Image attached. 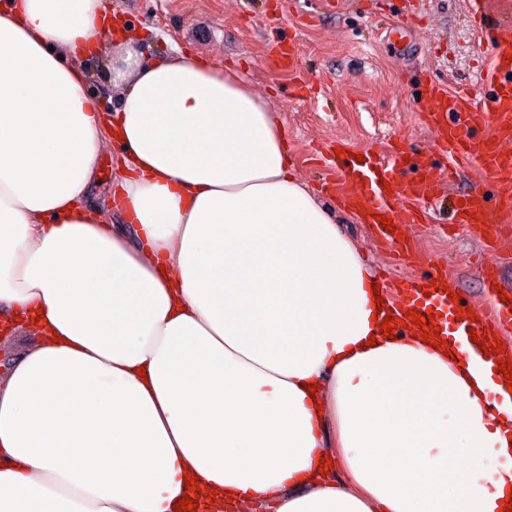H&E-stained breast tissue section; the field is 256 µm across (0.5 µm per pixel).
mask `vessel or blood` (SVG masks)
<instances>
[{"label":"vessel or blood","instance_id":"obj_1","mask_svg":"<svg viewBox=\"0 0 512 512\" xmlns=\"http://www.w3.org/2000/svg\"><path fill=\"white\" fill-rule=\"evenodd\" d=\"M483 84L492 89L484 103H476L467 89L451 88L432 80L423 84L421 116L436 125L440 136L434 154L446 158V165L432 163V154L390 147L362 149L361 159L332 156L327 164L332 179L327 188L345 205L362 216L364 223L376 217L390 219L392 230H378V237L396 256L414 258L426 270L419 277L387 284L394 296L392 318H406L408 311H437L443 336L469 341L471 335H487L489 341H506L503 355L475 351L477 366H489L493 379L504 382L499 364L512 362V290L500 293L498 278L486 271L482 285L489 298L478 321L458 319L456 308H467L458 296L457 279L445 272L428 271L431 259L418 247L401 239L396 227L416 224L428 217L427 199L447 181L468 167H476L478 180L471 182L461 198L463 206L453 223L467 228L487 252L494 253L512 228L503 223V213L512 212V154L502 142L512 139V10L503 9L494 20L491 63L480 73Z\"/></svg>","mask_w":512,"mask_h":512}]
</instances>
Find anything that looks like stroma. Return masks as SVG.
Masks as SVG:
<instances>
[{
  "mask_svg": "<svg viewBox=\"0 0 512 512\" xmlns=\"http://www.w3.org/2000/svg\"><path fill=\"white\" fill-rule=\"evenodd\" d=\"M125 37L140 45L144 63L173 50L188 51L237 70L283 122L300 179L316 191L375 270L406 280L416 269L395 264L366 225L335 200L319 193L322 173L316 148L336 140L352 149L379 148L392 141L426 151L437 133L415 110L419 82L440 79L469 84L478 100L490 91L479 73L490 52L468 19L469 0H346L326 14L320 0H108ZM415 12L405 34L385 33L400 11ZM298 43L295 71L270 64L276 46ZM112 54L87 59V89L103 111H114L119 91L109 80ZM445 206L430 222L405 224L403 237L436 265L458 277L471 308L488 299L480 269L499 268L512 287V255L492 256L469 233L444 224Z\"/></svg>",
  "mask_w": 512,
  "mask_h": 512,
  "instance_id": "obj_1",
  "label": "stroma"
}]
</instances>
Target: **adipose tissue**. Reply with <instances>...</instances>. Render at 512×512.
<instances>
[{
  "label": "adipose tissue",
  "instance_id": "adipose-tissue-1",
  "mask_svg": "<svg viewBox=\"0 0 512 512\" xmlns=\"http://www.w3.org/2000/svg\"><path fill=\"white\" fill-rule=\"evenodd\" d=\"M113 28L105 0L0 5V322L33 337L0 381V512H174L188 471L194 512H499L512 393L467 345L380 334L239 73ZM109 39L105 114L81 60ZM114 139L118 224L87 204Z\"/></svg>",
  "mask_w": 512,
  "mask_h": 512
}]
</instances>
